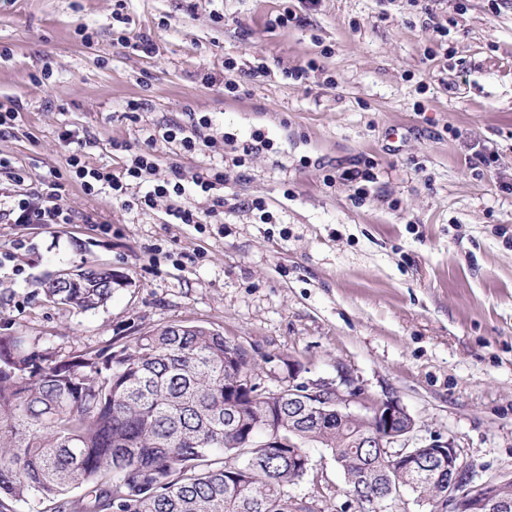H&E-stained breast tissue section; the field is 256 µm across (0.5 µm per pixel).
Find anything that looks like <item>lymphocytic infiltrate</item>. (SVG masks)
<instances>
[{
	"instance_id": "f902f5d3",
	"label": "lymphocytic infiltrate",
	"mask_w": 512,
	"mask_h": 512,
	"mask_svg": "<svg viewBox=\"0 0 512 512\" xmlns=\"http://www.w3.org/2000/svg\"><path fill=\"white\" fill-rule=\"evenodd\" d=\"M61 140L71 146L67 159L68 177H53L44 182L40 190L23 194L16 199L7 217L15 224H69L73 215L64 202L67 182L79 185L83 194L93 198L102 189L112 191L113 198L122 200L124 207L141 211L154 209L160 200H168L167 214L177 224H220L224 221V197L222 189L227 175L218 168H205L196 172L190 183H183L181 177H174L156 183H149V189L140 195H129L131 183L149 182L148 178L157 167V158L149 152L135 154L126 164L122 174L116 175L106 168L89 166L85 160L86 149L93 141L79 131H62ZM194 188L210 199L207 210L198 211L183 205L179 200L187 188Z\"/></svg>"
}]
</instances>
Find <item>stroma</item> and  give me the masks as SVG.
<instances>
[{"label": "stroma", "mask_w": 512, "mask_h": 512, "mask_svg": "<svg viewBox=\"0 0 512 512\" xmlns=\"http://www.w3.org/2000/svg\"><path fill=\"white\" fill-rule=\"evenodd\" d=\"M142 36L154 53L134 49ZM304 65L306 79L288 78ZM9 100L20 114L0 155L25 181L0 175L2 210L66 169L67 128L95 139L89 166L116 174L148 150L160 179L260 143L224 185L220 226L75 184L73 223L0 220V334L66 356L196 322L244 347L264 386L285 357L305 380L349 375L397 396L419 445L453 441L474 484L512 478V0H0ZM172 123L195 127L201 151L161 140ZM357 169L372 180H342ZM20 239L31 250L9 262ZM89 266L124 280L105 306L78 313L41 293L46 275ZM308 452L291 495L350 512L331 452Z\"/></svg>", "instance_id": "35a3bbf8"}]
</instances>
